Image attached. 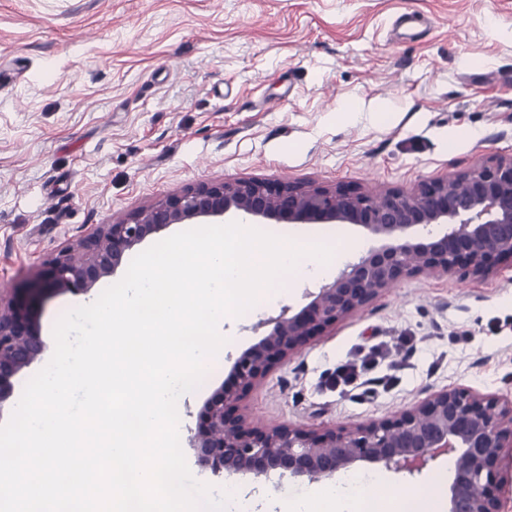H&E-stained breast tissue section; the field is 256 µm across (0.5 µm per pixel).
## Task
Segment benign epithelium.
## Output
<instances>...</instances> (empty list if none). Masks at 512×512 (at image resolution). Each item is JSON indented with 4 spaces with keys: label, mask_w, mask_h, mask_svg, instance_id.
I'll list each match as a JSON object with an SVG mask.
<instances>
[{
    "label": "benign epithelium",
    "mask_w": 512,
    "mask_h": 512,
    "mask_svg": "<svg viewBox=\"0 0 512 512\" xmlns=\"http://www.w3.org/2000/svg\"><path fill=\"white\" fill-rule=\"evenodd\" d=\"M228 214L253 224H353L380 245L346 263L300 310L288 305L265 322L270 331L236 359L233 383L204 402L200 423L187 436L202 470L222 479L252 474L278 487L285 480L333 479L360 463L412 474L451 456L445 512H504L512 497V399L446 388L393 418L321 433L290 425L250 428L229 409L306 340L399 281L457 268L485 275L497 261L512 259V156L375 194L262 180L201 184L79 236L46 263L48 284L88 295L146 239ZM48 350L28 309L0 296V417L16 379Z\"/></svg>",
    "instance_id": "1"
}]
</instances>
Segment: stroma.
Masks as SVG:
<instances>
[{
	"instance_id": "35a3bbf8",
	"label": "stroma",
	"mask_w": 512,
	"mask_h": 512,
	"mask_svg": "<svg viewBox=\"0 0 512 512\" xmlns=\"http://www.w3.org/2000/svg\"><path fill=\"white\" fill-rule=\"evenodd\" d=\"M415 14L413 27L400 25ZM384 108L386 121L376 120ZM512 156V0H0V295L45 339L91 297L49 289L78 235L217 181L376 192ZM316 279L230 318L180 429ZM396 354L349 391L327 378L380 341ZM512 398V261L408 278L308 340L238 405L248 425L355 427L445 388ZM259 512L307 492L214 483Z\"/></svg>"
}]
</instances>
